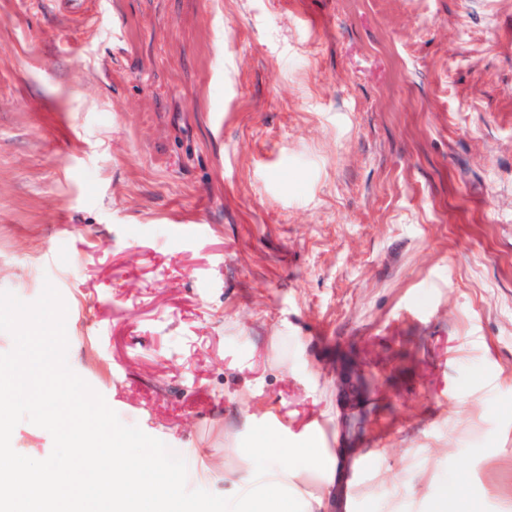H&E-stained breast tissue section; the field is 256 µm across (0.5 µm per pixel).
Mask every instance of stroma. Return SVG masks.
Segmentation results:
<instances>
[{"instance_id": "1", "label": "stroma", "mask_w": 512, "mask_h": 512, "mask_svg": "<svg viewBox=\"0 0 512 512\" xmlns=\"http://www.w3.org/2000/svg\"><path fill=\"white\" fill-rule=\"evenodd\" d=\"M227 495L268 434L345 512H512V0H0V290ZM353 358H345L336 367L337 385L348 393L353 401L351 412L341 419L342 435L349 444H354L367 429L369 414L358 401L370 393L375 387L369 381V371Z\"/></svg>"}]
</instances>
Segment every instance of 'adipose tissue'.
Listing matches in <instances>:
<instances>
[{"label": "adipose tissue", "mask_w": 512, "mask_h": 512, "mask_svg": "<svg viewBox=\"0 0 512 512\" xmlns=\"http://www.w3.org/2000/svg\"><path fill=\"white\" fill-rule=\"evenodd\" d=\"M248 466L239 474L234 496L225 499L224 512H289V491L298 468L323 474L326 484L336 480V460L325 448L289 445L287 438L259 436L247 449Z\"/></svg>", "instance_id": "adipose-tissue-1"}]
</instances>
